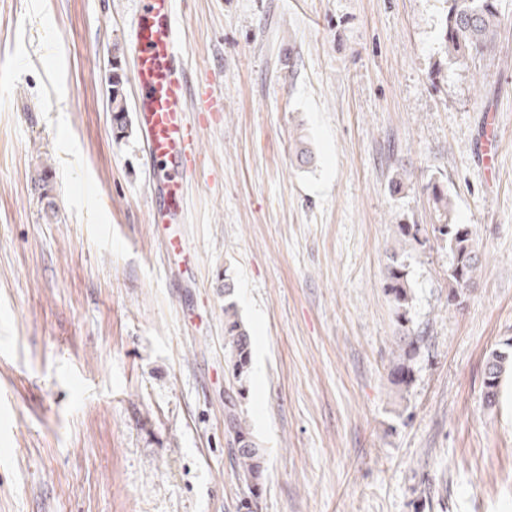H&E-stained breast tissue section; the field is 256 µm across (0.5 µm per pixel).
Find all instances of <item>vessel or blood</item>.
<instances>
[{"instance_id": "obj_1", "label": "vessel or blood", "mask_w": 512, "mask_h": 512, "mask_svg": "<svg viewBox=\"0 0 512 512\" xmlns=\"http://www.w3.org/2000/svg\"><path fill=\"white\" fill-rule=\"evenodd\" d=\"M133 21L131 47L133 79L140 91L135 120L164 178L159 185L164 205L155 213L159 222L183 223L186 182L198 160L200 125L188 114L189 100L203 104L205 111H222L223 105L206 89L191 91L181 69L175 0H140Z\"/></svg>"}]
</instances>
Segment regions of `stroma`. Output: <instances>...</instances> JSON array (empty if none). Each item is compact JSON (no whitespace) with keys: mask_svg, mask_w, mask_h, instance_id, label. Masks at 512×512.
I'll use <instances>...</instances> for the list:
<instances>
[{"mask_svg":"<svg viewBox=\"0 0 512 512\" xmlns=\"http://www.w3.org/2000/svg\"><path fill=\"white\" fill-rule=\"evenodd\" d=\"M448 7L177 0L183 71L223 110L198 116L185 223L159 226L154 161L106 107L139 0H0V512H512V377L482 400L512 339V0L494 53L464 63ZM435 183L485 262L452 305L446 244L409 250L421 341L397 387L386 266L396 225L440 223ZM232 398L264 456L254 495ZM235 292L232 277L224 276V348L227 352L225 363L229 380L243 390L251 368V336L239 316L236 303L231 300ZM504 345L505 349L493 350L486 361L482 395L488 407L496 405L502 378L509 371L512 372V341Z\"/></svg>","mask_w":512,"mask_h":512,"instance_id":"obj_1","label":"stroma"}]
</instances>
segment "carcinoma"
<instances>
[{
  "label": "carcinoma",
  "instance_id": "obj_1",
  "mask_svg": "<svg viewBox=\"0 0 512 512\" xmlns=\"http://www.w3.org/2000/svg\"><path fill=\"white\" fill-rule=\"evenodd\" d=\"M499 26L497 0H450L444 27L448 58L465 62L490 55L496 45ZM125 82L126 76L121 64L112 62V80L107 89V101L112 103V131L118 139L126 138L132 132L128 119ZM431 200L434 208L446 217L445 223L433 224L431 229L435 238L448 244L452 255V262L448 267V301L459 304L465 290L473 284L476 271L482 266V257L469 225L455 224L450 220L452 203L448 192L435 184L431 189ZM396 233L401 244L412 248L426 244L416 224H398ZM384 288L395 304L402 328L390 368L392 382L402 385L409 381V363L417 352L420 335L406 327V307L412 300L411 287L402 255L396 250L390 255ZM234 292L233 278L224 275L225 363L230 381L238 384L242 390L248 381L251 368V336L239 316L236 303L232 301ZM509 372H512V341L505 343V349H495L488 355L482 392L487 406L492 407L498 402L502 378ZM226 422L229 434L238 443L233 452L237 474L248 486L254 487L263 476V454L254 440L243 411L233 401L227 407Z\"/></svg>",
  "mask_w": 512,
  "mask_h": 512
}]
</instances>
